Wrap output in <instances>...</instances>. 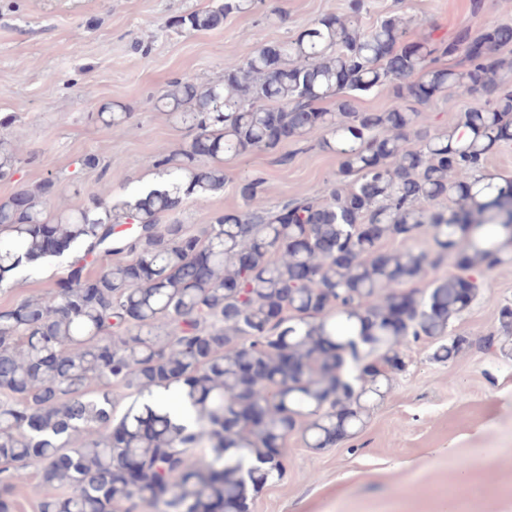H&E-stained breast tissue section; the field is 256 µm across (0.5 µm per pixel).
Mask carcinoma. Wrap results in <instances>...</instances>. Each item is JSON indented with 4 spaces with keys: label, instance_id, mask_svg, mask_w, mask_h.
I'll return each mask as SVG.
<instances>
[{
    "label": "carcinoma",
    "instance_id": "1",
    "mask_svg": "<svg viewBox=\"0 0 512 512\" xmlns=\"http://www.w3.org/2000/svg\"><path fill=\"white\" fill-rule=\"evenodd\" d=\"M257 2L219 0L170 25L214 29ZM363 8L354 0L345 19L325 14L290 41L225 60L218 83L173 80L154 108L191 139L149 157L161 183L113 201L85 188L80 208L52 214L59 188L47 178L0 202V284L25 262L68 258L47 295L0 310V512H13L33 465L54 490L38 512H251L284 475L288 436L318 450L354 435L406 371L410 343H432L437 363L457 356L466 339L449 327L479 294L474 273L512 255L502 221L512 179L484 174L489 153L512 142V86L496 53L512 28L462 27L398 50L402 18L364 30ZM383 87L421 104L448 89L492 99L432 134L421 110L355 108ZM332 98L335 111L318 107ZM98 118L118 128L131 113ZM314 129L340 160L325 202L216 214L196 232L176 217L224 188V163ZM17 162L0 138V178ZM262 186L246 179L240 194L250 201ZM443 198L457 208L420 206ZM464 224L481 234L462 242ZM424 229L429 250L413 245ZM386 239L403 247L383 250ZM102 252L119 259L94 276ZM445 262L459 274L403 291ZM498 321L480 347L511 360L512 302ZM158 389L194 423L155 404ZM91 426L97 438L74 446Z\"/></svg>",
    "mask_w": 512,
    "mask_h": 512
}]
</instances>
